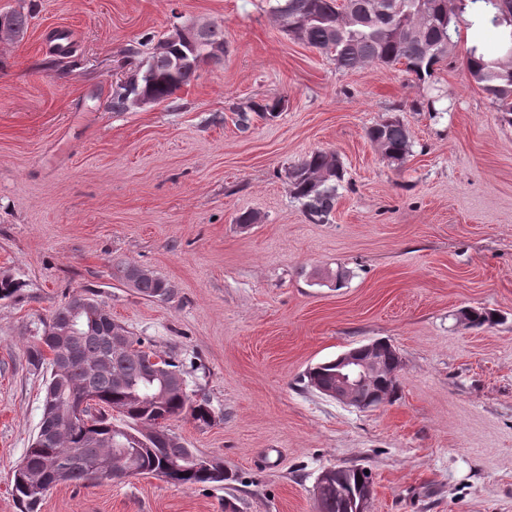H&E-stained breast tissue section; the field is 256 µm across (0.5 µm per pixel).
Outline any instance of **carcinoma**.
I'll use <instances>...</instances> for the list:
<instances>
[{
	"mask_svg": "<svg viewBox=\"0 0 512 512\" xmlns=\"http://www.w3.org/2000/svg\"><path fill=\"white\" fill-rule=\"evenodd\" d=\"M385 11H369V0H275L272 11L293 39L333 57L342 70H355L369 65L402 64L405 71L420 82L434 77L436 67L448 58L453 41L448 35L459 32L460 25L478 29L489 22L498 28V54L489 56L475 39L466 49V69L470 79L492 99L498 111L512 115V65L502 60L512 55V0H384ZM3 26L0 37L20 40L28 29L30 12L24 6L0 15ZM195 27L176 28L160 40L154 51L139 62L137 89L156 102H174L176 93L195 78L196 67L176 66L172 59L182 53L197 58L208 49L224 47V30L207 26L206 42L193 47L190 37ZM283 110V101L273 99L238 108V126L249 128L251 112L272 119ZM368 139L379 146L391 164L401 166L412 153V142L404 123L390 116L367 129ZM344 181V169L336 154L316 150L288 170V190L314 224L328 221ZM113 277L123 285L153 299L162 294L174 295L170 283L153 271L130 262L116 264ZM98 299L91 294L83 303L82 331L69 332L73 320L74 300L58 307L49 320L52 334L41 332L38 342L29 350L33 365L50 355L49 365L57 356L66 359L63 383L45 382L42 414L38 431L40 440L30 445L22 463L30 471L42 473L48 484L54 475L63 473L62 482L80 483L90 480V470L99 460L112 457L110 481L152 474L174 485L222 483L230 480L224 470L208 471L199 466L193 448L172 433L155 438L146 430L153 422L168 421L184 412L202 424L212 420L208 399L188 392V384L172 357L163 368L149 361L154 350L130 336L128 352L116 346L112 330L97 315ZM461 316L470 325L481 327L496 323V314L467 309ZM379 370L370 382L366 395L382 390L388 376L400 368L396 349L385 343L378 347ZM335 368L326 361L315 366L314 380L329 387L334 383ZM84 396L94 400L87 411V421L70 425L66 419L70 399ZM365 470L339 467L331 481L350 495L358 481H367ZM15 498L26 512H35L41 499L34 498L21 485H13Z\"/></svg>",
	"mask_w": 512,
	"mask_h": 512,
	"instance_id": "cac0c4a2",
	"label": "carcinoma"
}]
</instances>
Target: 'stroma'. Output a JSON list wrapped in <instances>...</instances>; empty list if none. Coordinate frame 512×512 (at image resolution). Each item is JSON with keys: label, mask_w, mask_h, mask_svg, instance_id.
<instances>
[{"label": "stroma", "mask_w": 512, "mask_h": 512, "mask_svg": "<svg viewBox=\"0 0 512 512\" xmlns=\"http://www.w3.org/2000/svg\"><path fill=\"white\" fill-rule=\"evenodd\" d=\"M269 0H34L22 40L0 39V512L38 430L47 367L27 348L89 289L116 321L173 354L211 425L167 426L234 473L175 486L146 474L63 483L38 512H315L328 468H366L370 512H512V122L465 67L459 34L426 83L403 66L337 70L288 36ZM223 29L178 93L113 112L115 81L176 27ZM74 52L43 69L51 34ZM442 96L446 111L423 105ZM284 110L237 126L235 108ZM420 111H413V104ZM413 152L391 165L366 135L390 116ZM334 151L346 175L328 223L306 219L286 173ZM258 221L244 225L242 212ZM141 265L175 289L148 300L112 277ZM348 270L344 287L327 276ZM499 323L470 328L467 308ZM389 341L395 401L361 410L303 382L317 363Z\"/></svg>", "instance_id": "35a3bbf8"}]
</instances>
